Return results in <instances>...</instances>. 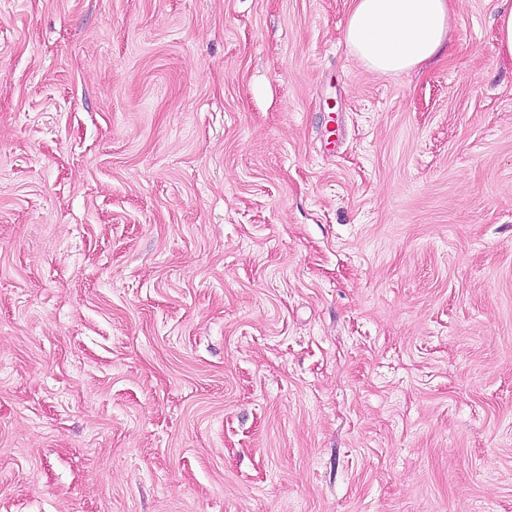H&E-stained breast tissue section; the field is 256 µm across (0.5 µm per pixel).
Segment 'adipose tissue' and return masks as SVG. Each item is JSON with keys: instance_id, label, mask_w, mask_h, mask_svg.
Masks as SVG:
<instances>
[{"instance_id": "obj_1", "label": "adipose tissue", "mask_w": 512, "mask_h": 512, "mask_svg": "<svg viewBox=\"0 0 512 512\" xmlns=\"http://www.w3.org/2000/svg\"><path fill=\"white\" fill-rule=\"evenodd\" d=\"M451 16V0H352L345 41L367 70L403 73L438 53Z\"/></svg>"}]
</instances>
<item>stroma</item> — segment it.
<instances>
[{"label": "stroma", "mask_w": 512, "mask_h": 512, "mask_svg": "<svg viewBox=\"0 0 512 512\" xmlns=\"http://www.w3.org/2000/svg\"><path fill=\"white\" fill-rule=\"evenodd\" d=\"M351 4L0 0V512H512V0ZM451 1L352 0L345 41L372 73L414 70L448 38ZM497 52L512 59V9L498 16Z\"/></svg>", "instance_id": "obj_1"}]
</instances>
